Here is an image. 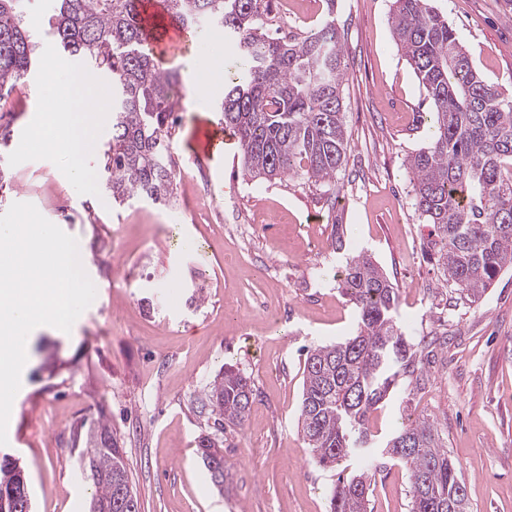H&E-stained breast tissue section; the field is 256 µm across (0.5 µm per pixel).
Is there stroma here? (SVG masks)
<instances>
[{
  "mask_svg": "<svg viewBox=\"0 0 512 512\" xmlns=\"http://www.w3.org/2000/svg\"><path fill=\"white\" fill-rule=\"evenodd\" d=\"M474 66L512 89V0H433ZM392 0H336L344 45V121L350 149L324 191L297 179L243 177L238 146L206 160L211 212L146 199L114 206L87 153L85 178L37 138L38 110L62 106L35 71L0 107L10 129L13 180L0 188V215L33 204L50 222L53 188L74 219L62 225L85 253L96 298L71 332L45 327L29 340L7 445L28 477L33 512H88L94 494L71 445L74 425L106 410L126 451L141 512H327L336 478L314 461L297 429L308 348L344 340L356 315L336 274L353 255L376 260L399 287L398 320L413 340L437 338L421 383L398 388L369 417L378 442L403 423L432 418L461 469L468 512H512V271L477 302L456 301L425 245L431 230L411 205L406 157L430 143L432 106L391 34ZM189 36L165 64L181 76L178 168L202 157L217 123V94L194 103L199 81L223 84L238 65L229 49L207 74L184 61L217 35ZM203 158V157H202ZM250 378L243 426L226 428L224 488L197 454L213 418L198 403L224 364ZM371 512H410L409 473L380 459Z\"/></svg>",
  "mask_w": 512,
  "mask_h": 512,
  "instance_id": "stroma-1",
  "label": "stroma"
}]
</instances>
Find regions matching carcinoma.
<instances>
[{
  "mask_svg": "<svg viewBox=\"0 0 512 512\" xmlns=\"http://www.w3.org/2000/svg\"><path fill=\"white\" fill-rule=\"evenodd\" d=\"M172 18L191 28L207 20L235 45L240 65L224 79L216 112L237 137L239 166L254 181L296 178L331 185L342 168L349 135L344 123V46L333 18L336 0L306 32L270 34L268 0H166ZM141 0H55L44 26L61 55L112 75V133L101 153V176L112 203L135 197L168 206L177 181L172 160L178 100L172 71L143 47ZM23 0H0V97L35 69L38 42L24 22ZM392 36L432 100L431 143L406 166L415 212L431 225L426 252L445 285L461 301L476 302L512 270V97L476 70L448 19L432 0H394ZM340 287L356 311V329L342 342L309 350L303 371L298 428L315 462L334 469L360 457L364 467L339 472L330 512H367L372 470L380 455L410 474L411 512H467L466 485L430 419L397 431L373 447L369 415L401 379L421 380L418 345L398 319V291L365 254L348 259ZM214 427L243 426L253 402L250 379L224 367L204 390ZM413 441L410 452L399 443ZM72 446L82 447L95 488L92 512H140L125 451L104 409L77 424ZM206 467L224 491L228 468L222 444L198 441Z\"/></svg>",
  "mask_w": 512,
  "mask_h": 512,
  "instance_id": "carcinoma-1",
  "label": "carcinoma"
}]
</instances>
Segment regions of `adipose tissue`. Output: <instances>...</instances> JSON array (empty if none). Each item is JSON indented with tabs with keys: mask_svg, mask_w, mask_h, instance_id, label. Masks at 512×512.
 Instances as JSON below:
<instances>
[{
	"mask_svg": "<svg viewBox=\"0 0 512 512\" xmlns=\"http://www.w3.org/2000/svg\"><path fill=\"white\" fill-rule=\"evenodd\" d=\"M69 105L66 109L38 114L36 125L47 138L51 147L68 158L72 178H81V157L87 145L84 135L96 132L99 116L89 108L91 87L88 79L72 85L67 93Z\"/></svg>",
	"mask_w": 512,
	"mask_h": 512,
	"instance_id": "obj_1",
	"label": "adipose tissue"
}]
</instances>
